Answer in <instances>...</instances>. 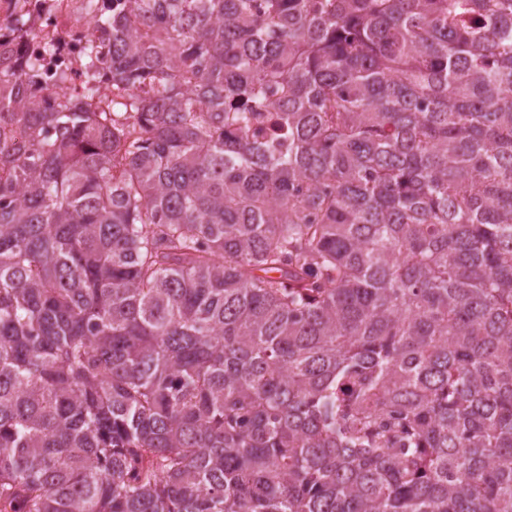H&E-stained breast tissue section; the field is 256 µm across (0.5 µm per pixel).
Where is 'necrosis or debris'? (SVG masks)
<instances>
[{
  "instance_id": "1",
  "label": "necrosis or debris",
  "mask_w": 512,
  "mask_h": 512,
  "mask_svg": "<svg viewBox=\"0 0 512 512\" xmlns=\"http://www.w3.org/2000/svg\"><path fill=\"white\" fill-rule=\"evenodd\" d=\"M129 10L130 0H0V47L14 55L31 98L49 110L62 94L84 92L87 47L111 53L112 28L101 15Z\"/></svg>"
}]
</instances>
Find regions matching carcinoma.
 Listing matches in <instances>:
<instances>
[{
    "instance_id": "cac0c4a2",
    "label": "carcinoma",
    "mask_w": 512,
    "mask_h": 512,
    "mask_svg": "<svg viewBox=\"0 0 512 512\" xmlns=\"http://www.w3.org/2000/svg\"><path fill=\"white\" fill-rule=\"evenodd\" d=\"M0 66V512H512V0H133ZM130 5L129 0H0V51L4 46L14 55L15 71L41 109L55 108L62 99L61 73L68 96L84 92L89 78L88 46L105 53L109 63L112 27L100 23L101 17L123 16Z\"/></svg>"
}]
</instances>
